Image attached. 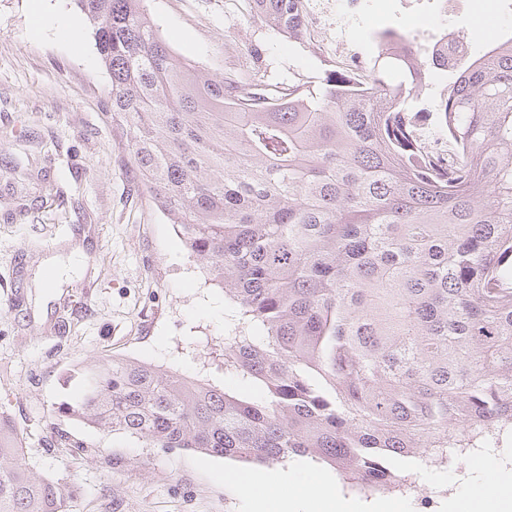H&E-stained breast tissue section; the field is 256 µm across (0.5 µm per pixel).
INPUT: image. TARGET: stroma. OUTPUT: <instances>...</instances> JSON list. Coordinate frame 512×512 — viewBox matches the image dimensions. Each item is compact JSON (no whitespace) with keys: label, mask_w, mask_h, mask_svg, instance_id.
Instances as JSON below:
<instances>
[{"label":"stroma","mask_w":512,"mask_h":512,"mask_svg":"<svg viewBox=\"0 0 512 512\" xmlns=\"http://www.w3.org/2000/svg\"><path fill=\"white\" fill-rule=\"evenodd\" d=\"M145 5L171 48L214 78L244 64L250 46L272 83L316 85L337 68L321 43L258 23L248 0ZM59 17L75 19L81 39L59 29ZM345 21L365 59L376 31L431 23L391 8ZM447 90V77H433L412 102L434 146L435 105ZM110 91L73 0H0V412L16 423L36 475L77 485L69 512H247L224 476L254 463L145 448L58 412L78 388L71 370L115 357L251 392L224 371V339L239 333L232 304L142 186L126 135L105 111ZM76 244L86 263L69 260ZM51 258L61 270L52 287H38Z\"/></svg>","instance_id":"1"}]
</instances>
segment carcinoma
<instances>
[{"mask_svg":"<svg viewBox=\"0 0 512 512\" xmlns=\"http://www.w3.org/2000/svg\"><path fill=\"white\" fill-rule=\"evenodd\" d=\"M110 77L108 106L151 199L253 336L224 337L241 397L147 363L79 369L65 413L146 447L237 461L309 457L343 488L403 493L399 463L458 466L512 442V37L474 60L384 52L282 90L177 54L144 0H74ZM290 40L302 0H249ZM448 75L429 147L409 101ZM0 416V512H65Z\"/></svg>","mask_w":512,"mask_h":512,"instance_id":"1","label":"carcinoma"}]
</instances>
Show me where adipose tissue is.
Returning a JSON list of instances; mask_svg holds the SVG:
<instances>
[{
  "instance_id": "1",
  "label": "adipose tissue",
  "mask_w": 512,
  "mask_h": 512,
  "mask_svg": "<svg viewBox=\"0 0 512 512\" xmlns=\"http://www.w3.org/2000/svg\"><path fill=\"white\" fill-rule=\"evenodd\" d=\"M473 467L480 477L469 489L468 512H512V475L499 474L485 459L474 460ZM239 487L252 512H351L350 502L321 476L296 482L284 469L251 471Z\"/></svg>"
}]
</instances>
